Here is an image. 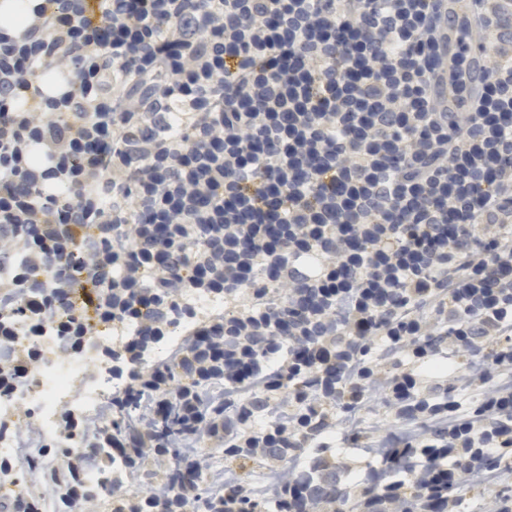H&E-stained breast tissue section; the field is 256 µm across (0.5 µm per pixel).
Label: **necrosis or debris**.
Masks as SVG:
<instances>
[{
  "label": "necrosis or debris",
  "instance_id": "obj_1",
  "mask_svg": "<svg viewBox=\"0 0 512 512\" xmlns=\"http://www.w3.org/2000/svg\"><path fill=\"white\" fill-rule=\"evenodd\" d=\"M187 305L194 310L191 318L171 326L168 336L145 349L140 359L126 358L115 362L113 352L130 344L131 339L119 335L111 326L95 331L81 349H73L58 333L54 321H45L39 335H17L15 346L35 350L39 364L0 394V459L21 460L37 456L40 470L52 471L65 461H78L81 449L71 448L69 457L45 451L44 443L69 446L71 434L67 422L95 427L107 422L111 415L109 398L122 379L118 368L128 370L140 364H151L180 352L184 335L196 328L211 312L223 309L218 297L189 294ZM128 474L122 458L112 460L111 473L91 468L87 471V500L109 507L112 494Z\"/></svg>",
  "mask_w": 512,
  "mask_h": 512
}]
</instances>
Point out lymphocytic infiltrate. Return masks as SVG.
I'll list each match as a JSON object with an SVG mask.
<instances>
[{
    "label": "lymphocytic infiltrate",
    "instance_id": "1",
    "mask_svg": "<svg viewBox=\"0 0 512 512\" xmlns=\"http://www.w3.org/2000/svg\"><path fill=\"white\" fill-rule=\"evenodd\" d=\"M435 2L26 0L0 20V292L39 268L133 336L247 297L208 321L225 411L268 420L249 447L345 434L368 512H512V62L439 111Z\"/></svg>",
    "mask_w": 512,
    "mask_h": 512
}]
</instances>
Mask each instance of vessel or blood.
I'll list each match as a JSON object with an SVG mask.
<instances>
[{
	"mask_svg": "<svg viewBox=\"0 0 512 512\" xmlns=\"http://www.w3.org/2000/svg\"><path fill=\"white\" fill-rule=\"evenodd\" d=\"M470 0H439L434 51L435 90L442 111H464V98L475 95L483 82L486 58L480 47H470L464 66H457L456 53L465 38Z\"/></svg>",
	"mask_w": 512,
	"mask_h": 512,
	"instance_id": "1",
	"label": "vessel or blood"
}]
</instances>
